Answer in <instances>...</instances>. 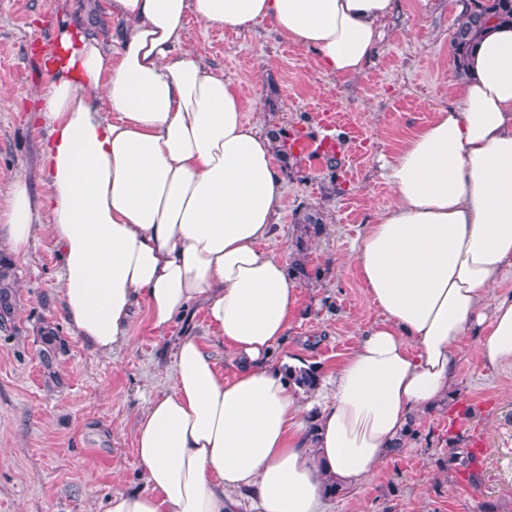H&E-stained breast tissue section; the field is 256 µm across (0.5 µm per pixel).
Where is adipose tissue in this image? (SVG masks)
Wrapping results in <instances>:
<instances>
[{"label":"adipose tissue","mask_w":512,"mask_h":512,"mask_svg":"<svg viewBox=\"0 0 512 512\" xmlns=\"http://www.w3.org/2000/svg\"><path fill=\"white\" fill-rule=\"evenodd\" d=\"M123 21L116 46L84 23L59 26L52 80L35 112L45 193L0 194L10 249L37 232L60 251L73 333L109 354L133 315L163 333L203 309L236 373L225 378L183 330L171 390L139 415L148 485L113 490L105 512H325L329 485L373 475L412 419L444 405L477 337L483 366L512 368V27L477 44L454 102L383 166L396 199L348 256L380 317L323 377L317 409L275 346L309 311L288 258L265 250L284 194L279 141L248 118L237 85L181 49L188 16L242 33L270 26L354 78L376 54L396 0H96ZM49 224H41V215Z\"/></svg>","instance_id":"obj_1"}]
</instances>
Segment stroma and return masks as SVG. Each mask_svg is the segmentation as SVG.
Segmentation results:
<instances>
[{"label":"stroma","mask_w":512,"mask_h":512,"mask_svg":"<svg viewBox=\"0 0 512 512\" xmlns=\"http://www.w3.org/2000/svg\"><path fill=\"white\" fill-rule=\"evenodd\" d=\"M60 0H0V190L24 178L41 181L43 126L32 120L50 83L40 47L51 44ZM463 0H397L381 24L377 55L354 78L320 73L314 54L267 27L235 33L189 21L182 45L233 80L246 111L261 107L273 130L319 142L324 112L336 115L335 166L317 153L276 156L285 192L266 249L294 243L304 215L318 214L322 231L306 250V300H319L295 322L276 354L295 353L329 369L347 353L357 327L379 313L353 265L352 240L394 201L380 156L395 153L433 112L448 106L457 72L448 53ZM6 208L0 203V257L10 263L14 316L0 327V512H104L113 490L145 489L135 439L146 399L173 384V344L181 333L148 328L134 317L131 345L109 355L74 336L62 308L60 260L53 240L37 233L28 251L11 253ZM340 265H333V258ZM57 338L52 364L42 359L45 333ZM476 338L462 346L460 382L450 409L419 414L417 437L377 472L331 497L327 512H512V368H484ZM475 435L489 453L470 479L449 460Z\"/></svg>","instance_id":"obj_1"}]
</instances>
